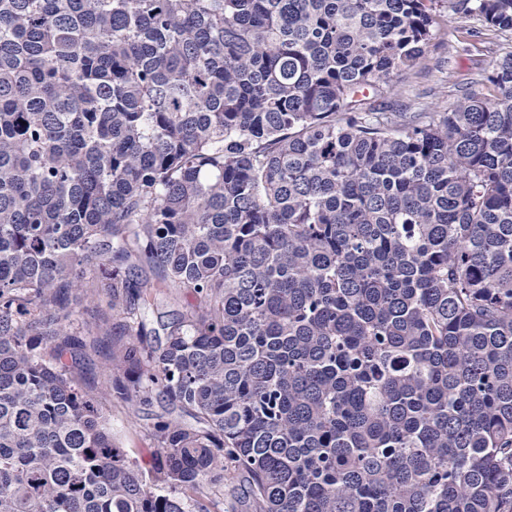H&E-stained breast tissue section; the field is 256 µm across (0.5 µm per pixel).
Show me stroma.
I'll return each instance as SVG.
<instances>
[{
  "label": "stroma",
  "instance_id": "obj_1",
  "mask_svg": "<svg viewBox=\"0 0 512 512\" xmlns=\"http://www.w3.org/2000/svg\"><path fill=\"white\" fill-rule=\"evenodd\" d=\"M458 0H442L434 38L424 58L386 88L384 97L400 112H445L464 88L483 81L492 60L512 51V34H502L457 8ZM116 443L147 470L159 461L141 416L120 403L103 401Z\"/></svg>",
  "mask_w": 512,
  "mask_h": 512
}]
</instances>
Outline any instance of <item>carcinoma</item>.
Segmentation results:
<instances>
[{
    "label": "carcinoma",
    "instance_id": "obj_1",
    "mask_svg": "<svg viewBox=\"0 0 512 512\" xmlns=\"http://www.w3.org/2000/svg\"><path fill=\"white\" fill-rule=\"evenodd\" d=\"M436 4L0 0V512H512V51L376 99ZM96 343V352L90 353L92 365L87 377L89 381L96 387L97 391L104 392L107 383L105 381V377L102 374L101 365L105 362L107 355L111 351L112 337L99 336ZM102 409L112 423L116 443L125 448L145 470H155L159 461L151 452L152 441L144 429V424L151 421L142 420V413L138 416L130 407L108 399H102ZM226 478L224 479V485L222 483L209 485L207 491L211 499V509L213 512H245L247 510L241 503L236 502L229 495L226 490Z\"/></svg>",
    "mask_w": 512,
    "mask_h": 512
}]
</instances>
